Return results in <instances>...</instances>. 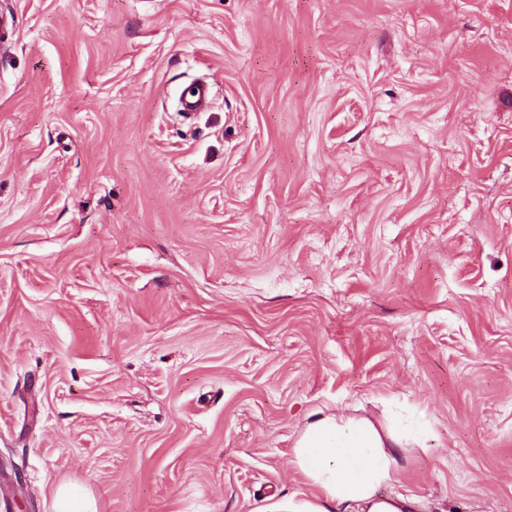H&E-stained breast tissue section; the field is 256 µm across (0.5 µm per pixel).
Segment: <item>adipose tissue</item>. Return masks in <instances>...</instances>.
<instances>
[{
	"label": "adipose tissue",
	"mask_w": 512,
	"mask_h": 512,
	"mask_svg": "<svg viewBox=\"0 0 512 512\" xmlns=\"http://www.w3.org/2000/svg\"><path fill=\"white\" fill-rule=\"evenodd\" d=\"M401 437L367 417L314 412L298 434L291 465L308 491L269 501L255 512H432L414 493L382 495L394 482Z\"/></svg>",
	"instance_id": "obj_1"
}]
</instances>
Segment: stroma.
Segmentation results:
<instances>
[{
	"label": "stroma",
	"mask_w": 512,
	"mask_h": 512,
	"mask_svg": "<svg viewBox=\"0 0 512 512\" xmlns=\"http://www.w3.org/2000/svg\"><path fill=\"white\" fill-rule=\"evenodd\" d=\"M1 11L0 512H255L317 410L512 512V0ZM55 504L56 512H97L91 493L73 485H63L57 489Z\"/></svg>",
	"instance_id": "1"
}]
</instances>
